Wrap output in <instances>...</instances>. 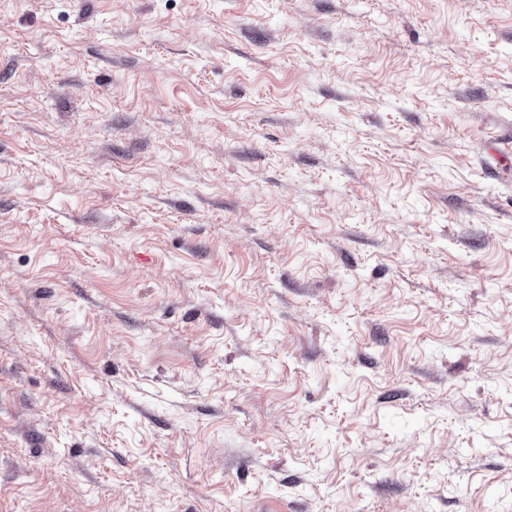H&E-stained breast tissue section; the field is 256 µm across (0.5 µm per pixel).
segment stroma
Listing matches in <instances>:
<instances>
[{
	"label": "stroma",
	"mask_w": 512,
	"mask_h": 512,
	"mask_svg": "<svg viewBox=\"0 0 512 512\" xmlns=\"http://www.w3.org/2000/svg\"><path fill=\"white\" fill-rule=\"evenodd\" d=\"M512 0H0V512H512Z\"/></svg>",
	"instance_id": "obj_1"
}]
</instances>
